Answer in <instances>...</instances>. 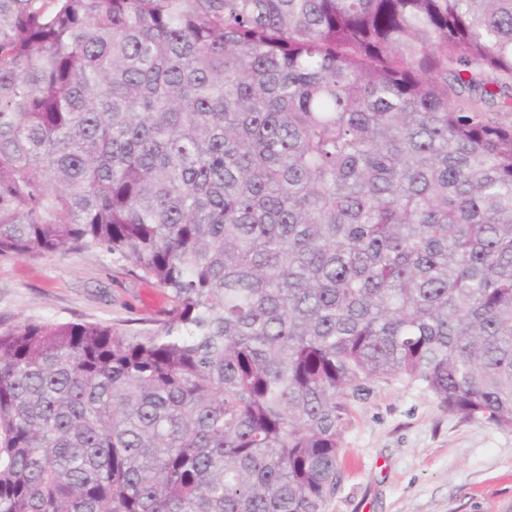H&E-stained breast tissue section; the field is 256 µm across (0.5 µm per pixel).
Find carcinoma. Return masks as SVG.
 Returning a JSON list of instances; mask_svg holds the SVG:
<instances>
[{"label":"carcinoma","mask_w":512,"mask_h":512,"mask_svg":"<svg viewBox=\"0 0 512 512\" xmlns=\"http://www.w3.org/2000/svg\"><path fill=\"white\" fill-rule=\"evenodd\" d=\"M512 0H0V256L155 327L0 329V512H326L366 386L512 428ZM167 307L148 281L96 251L0 256V327L24 320L153 327Z\"/></svg>","instance_id":"carcinoma-1"}]
</instances>
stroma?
<instances>
[{
	"label": "stroma",
	"mask_w": 512,
	"mask_h": 512,
	"mask_svg": "<svg viewBox=\"0 0 512 512\" xmlns=\"http://www.w3.org/2000/svg\"><path fill=\"white\" fill-rule=\"evenodd\" d=\"M163 293L96 251L0 256V327L93 322L152 327ZM341 477L326 512H512V429L469 421L400 381L354 400L341 430Z\"/></svg>",
	"instance_id": "obj_1"
}]
</instances>
